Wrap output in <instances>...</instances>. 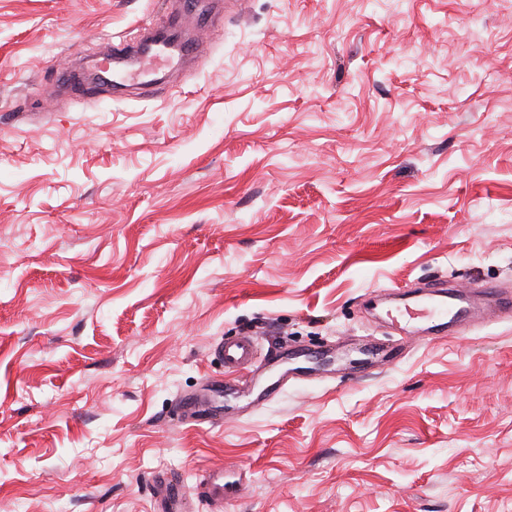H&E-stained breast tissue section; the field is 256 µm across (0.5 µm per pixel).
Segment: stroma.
<instances>
[{
	"label": "stroma",
	"instance_id": "1",
	"mask_svg": "<svg viewBox=\"0 0 512 512\" xmlns=\"http://www.w3.org/2000/svg\"><path fill=\"white\" fill-rule=\"evenodd\" d=\"M223 2L173 91L88 100L56 65L163 0H0V512H154L151 472L227 462L196 512H512V319L171 425L224 336L349 368L372 291L512 289V0ZM243 470L234 463L211 469L197 482L195 497L199 502H224L225 505L238 502L244 490Z\"/></svg>",
	"mask_w": 512,
	"mask_h": 512
}]
</instances>
